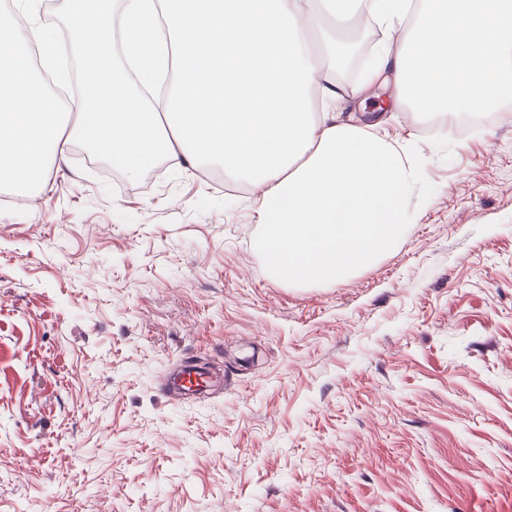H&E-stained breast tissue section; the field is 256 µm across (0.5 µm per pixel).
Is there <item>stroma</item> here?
Masks as SVG:
<instances>
[{
  "label": "stroma",
  "instance_id": "1",
  "mask_svg": "<svg viewBox=\"0 0 512 512\" xmlns=\"http://www.w3.org/2000/svg\"><path fill=\"white\" fill-rule=\"evenodd\" d=\"M336 79L421 162L396 247L295 283L245 180L76 148L0 196V512H512V102L461 136ZM220 382L172 399L182 366Z\"/></svg>",
  "mask_w": 512,
  "mask_h": 512
}]
</instances>
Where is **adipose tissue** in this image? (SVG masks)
<instances>
[{
    "label": "adipose tissue",
    "mask_w": 512,
    "mask_h": 512,
    "mask_svg": "<svg viewBox=\"0 0 512 512\" xmlns=\"http://www.w3.org/2000/svg\"><path fill=\"white\" fill-rule=\"evenodd\" d=\"M42 0L0 19V187L39 190L52 157L86 142L138 174L163 155L219 164L258 201L272 276L340 281L391 252L407 226L420 162L376 124L336 120L337 92L310 47L312 0H72L81 53L76 106L61 107L27 60L63 49L38 24ZM384 29L370 76L392 73L413 116L512 101V0H357ZM171 76L163 104L125 91L128 69Z\"/></svg>",
    "instance_id": "1"
}]
</instances>
